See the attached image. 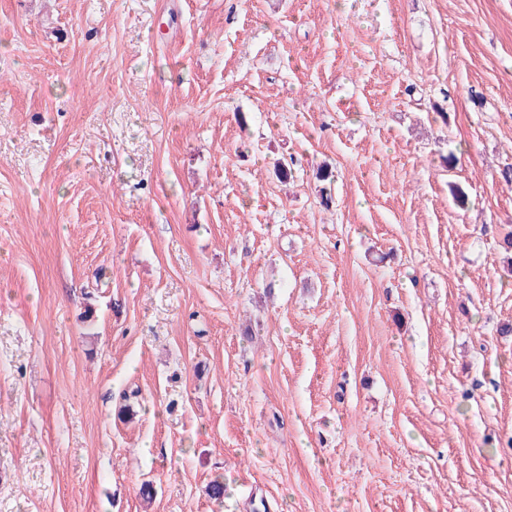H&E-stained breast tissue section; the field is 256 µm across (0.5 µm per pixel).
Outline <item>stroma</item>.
I'll return each mask as SVG.
<instances>
[{
	"label": "stroma",
	"instance_id": "stroma-1",
	"mask_svg": "<svg viewBox=\"0 0 512 512\" xmlns=\"http://www.w3.org/2000/svg\"><path fill=\"white\" fill-rule=\"evenodd\" d=\"M509 167L512 0H0V512H512Z\"/></svg>",
	"mask_w": 512,
	"mask_h": 512
}]
</instances>
